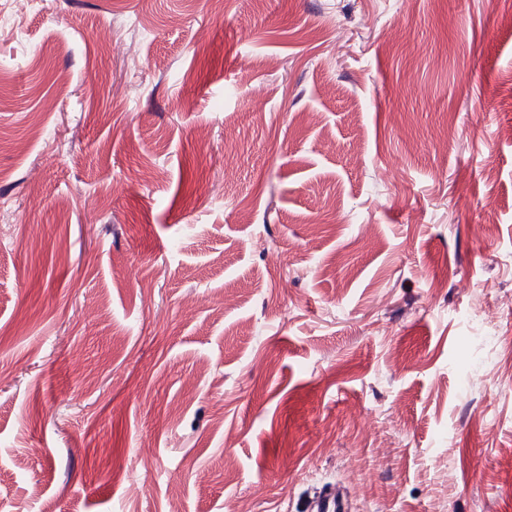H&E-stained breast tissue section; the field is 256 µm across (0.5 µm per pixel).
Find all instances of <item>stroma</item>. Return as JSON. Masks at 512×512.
Listing matches in <instances>:
<instances>
[{
  "label": "stroma",
  "mask_w": 512,
  "mask_h": 512,
  "mask_svg": "<svg viewBox=\"0 0 512 512\" xmlns=\"http://www.w3.org/2000/svg\"><path fill=\"white\" fill-rule=\"evenodd\" d=\"M0 505L512 512V0H0Z\"/></svg>",
  "instance_id": "35a3bbf8"
}]
</instances>
